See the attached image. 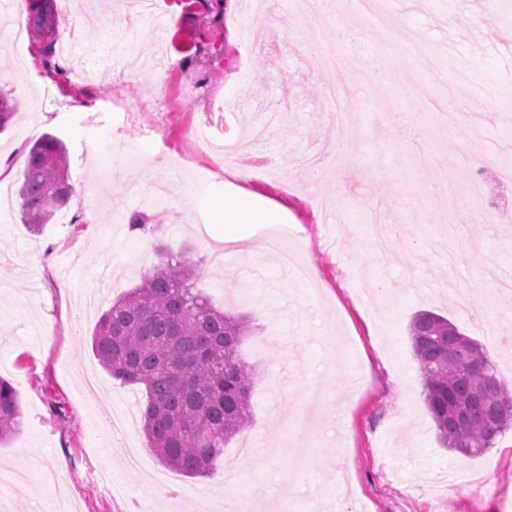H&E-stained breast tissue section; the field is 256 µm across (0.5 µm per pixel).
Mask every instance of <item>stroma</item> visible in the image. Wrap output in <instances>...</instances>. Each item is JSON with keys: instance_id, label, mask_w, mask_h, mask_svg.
<instances>
[{"instance_id": "stroma-1", "label": "stroma", "mask_w": 512, "mask_h": 512, "mask_svg": "<svg viewBox=\"0 0 512 512\" xmlns=\"http://www.w3.org/2000/svg\"><path fill=\"white\" fill-rule=\"evenodd\" d=\"M402 29L371 24L345 4L328 39L348 34V75L315 66L306 23L290 19L259 48L244 18L254 0H49L52 26L22 28L0 46V92L19 104L0 132V378L22 418L0 442L8 512H219L224 485L249 494L248 512H512V429L474 458L445 448L425 403L409 323L419 311L448 317L476 340L512 388V21L486 33L490 10L471 0H384ZM419 38L435 63L398 57L399 32ZM349 78L343 104L325 90ZM281 114L253 145L244 189L281 205L303 243L307 278L265 249L263 225L244 227L254 250L211 245L224 233L217 154L196 152L200 122L236 133L262 108ZM343 109L354 133L344 175L325 170L286 188L305 158L335 144L329 115ZM136 121L123 126L122 113ZM51 133L66 145L74 192L34 233L20 220L27 146ZM189 155L184 171L156 162ZM151 216L130 232L129 213ZM455 229L474 294L461 307L439 265L436 241ZM209 268L197 286L215 307L254 328L241 346L257 373L252 419L207 477L166 480L142 426L115 433L123 401L146 390L112 378L91 339L101 315L141 284L161 251Z\"/></svg>"}]
</instances>
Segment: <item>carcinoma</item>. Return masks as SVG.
Returning <instances> with one entry per match:
<instances>
[{
    "mask_svg": "<svg viewBox=\"0 0 512 512\" xmlns=\"http://www.w3.org/2000/svg\"><path fill=\"white\" fill-rule=\"evenodd\" d=\"M72 194L66 149L45 133L30 147L19 190L22 221L49 223ZM198 265L166 253L142 283L112 302L92 336L100 365L145 385L144 431L160 462L205 476L250 419L251 370L239 357L247 321L214 308L192 279ZM426 406L443 444L482 455L512 425V396L479 344L447 318L422 311L409 325ZM13 387L0 379V439L19 424Z\"/></svg>",
    "mask_w": 512,
    "mask_h": 512,
    "instance_id": "1",
    "label": "carcinoma"
}]
</instances>
